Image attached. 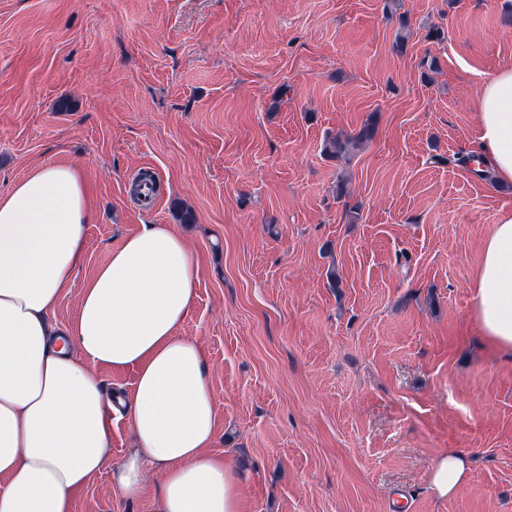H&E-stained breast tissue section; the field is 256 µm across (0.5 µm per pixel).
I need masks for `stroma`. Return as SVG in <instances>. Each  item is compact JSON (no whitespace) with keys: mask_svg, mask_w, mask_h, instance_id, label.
Segmentation results:
<instances>
[{"mask_svg":"<svg viewBox=\"0 0 512 512\" xmlns=\"http://www.w3.org/2000/svg\"><path fill=\"white\" fill-rule=\"evenodd\" d=\"M509 64L512 0H0V194L42 164L87 187L53 328L113 249L170 225L195 268L180 331L206 358L209 453L246 512H512V356L472 318L512 184L457 162ZM370 119L349 160L324 154ZM142 170L151 211L130 195ZM134 446L113 417L75 512H152L154 471L135 500L113 481ZM453 450L470 476L442 500ZM467 458L458 452H448L437 461L432 474L431 484L437 496L446 499L468 479Z\"/></svg>","mask_w":512,"mask_h":512,"instance_id":"obj_1","label":"stroma"}]
</instances>
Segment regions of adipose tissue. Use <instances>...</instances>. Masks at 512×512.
Segmentation results:
<instances>
[{
    "label": "adipose tissue",
    "instance_id": "adipose-tissue-1",
    "mask_svg": "<svg viewBox=\"0 0 512 512\" xmlns=\"http://www.w3.org/2000/svg\"><path fill=\"white\" fill-rule=\"evenodd\" d=\"M476 153L495 182H512V66L480 89ZM88 219L85 182L69 165L37 166L0 195V512H74L112 435L97 365L135 373L126 406L136 447L114 473L124 496H142L150 467L154 512H242L238 473L207 453L216 408L203 351L179 333L194 294L183 236L149 224L127 237L86 285L75 323L52 329ZM472 316L512 354V210L484 243ZM468 472L463 454L442 455L431 474L437 496H451Z\"/></svg>",
    "mask_w": 512,
    "mask_h": 512
}]
</instances>
